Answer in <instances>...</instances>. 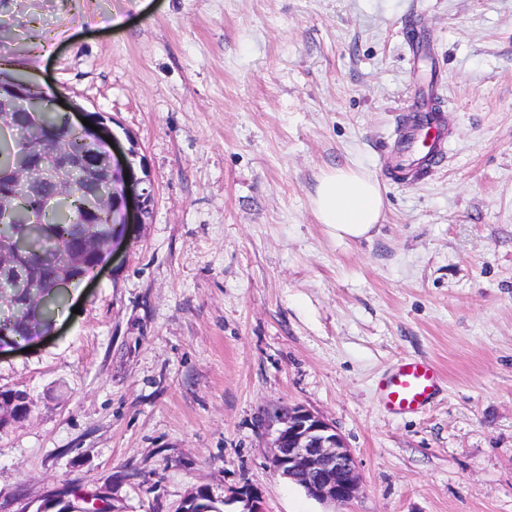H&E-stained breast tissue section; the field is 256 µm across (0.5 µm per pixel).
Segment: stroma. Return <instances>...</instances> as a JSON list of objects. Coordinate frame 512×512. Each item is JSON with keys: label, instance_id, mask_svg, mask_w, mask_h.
<instances>
[{"label": "stroma", "instance_id": "1", "mask_svg": "<svg viewBox=\"0 0 512 512\" xmlns=\"http://www.w3.org/2000/svg\"><path fill=\"white\" fill-rule=\"evenodd\" d=\"M48 51L38 54L36 42ZM13 72L99 113L154 199L47 333L0 349V512L66 483L114 512L206 488L240 512H512V0H0ZM438 107L445 155L400 177V130ZM373 173L384 218L338 241L322 172ZM434 363L398 416L378 381ZM336 426L345 505L269 468L268 413ZM378 388L387 411L401 416L415 414L438 395L441 375L430 362L403 358L379 382ZM231 496L237 502L243 503V509L240 512H265L262 495L257 488L243 485L234 489Z\"/></svg>", "mask_w": 512, "mask_h": 512}]
</instances>
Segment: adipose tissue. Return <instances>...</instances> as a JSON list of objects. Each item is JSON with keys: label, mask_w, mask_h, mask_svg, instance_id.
I'll return each mask as SVG.
<instances>
[{"label": "adipose tissue", "mask_w": 512, "mask_h": 512, "mask_svg": "<svg viewBox=\"0 0 512 512\" xmlns=\"http://www.w3.org/2000/svg\"><path fill=\"white\" fill-rule=\"evenodd\" d=\"M311 201L318 222L339 239L369 238L384 214L378 179L352 166L324 172Z\"/></svg>", "instance_id": "adipose-tissue-1"}]
</instances>
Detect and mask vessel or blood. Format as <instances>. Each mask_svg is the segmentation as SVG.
<instances>
[{
  "mask_svg": "<svg viewBox=\"0 0 512 512\" xmlns=\"http://www.w3.org/2000/svg\"><path fill=\"white\" fill-rule=\"evenodd\" d=\"M406 141L404 153L420 156L423 161L435 160L443 149V133L437 121L421 122L417 126H404ZM378 388L384 408L396 415L415 414L425 409L441 389L438 368L427 361L400 359Z\"/></svg>",
  "mask_w": 512,
  "mask_h": 512,
  "instance_id": "obj_1",
  "label": "vessel or blood"
}]
</instances>
